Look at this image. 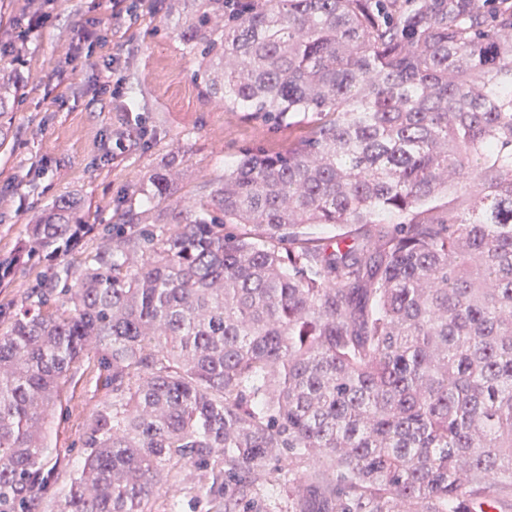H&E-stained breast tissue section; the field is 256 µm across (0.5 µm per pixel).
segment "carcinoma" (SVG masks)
<instances>
[{
  "label": "carcinoma",
  "instance_id": "cac0c4a2",
  "mask_svg": "<svg viewBox=\"0 0 512 512\" xmlns=\"http://www.w3.org/2000/svg\"><path fill=\"white\" fill-rule=\"evenodd\" d=\"M189 2L201 93L312 126L185 208L152 173L154 218L127 210L12 316L0 512H41L47 428L92 349L112 402L66 512H145L181 464L216 512H264L275 486L288 512H512V0ZM22 82L0 75V112ZM80 212L41 211L0 270L74 246Z\"/></svg>",
  "mask_w": 512,
  "mask_h": 512
}]
</instances>
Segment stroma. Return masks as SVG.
I'll list each match as a JSON object with an SVG mask.
<instances>
[{
  "label": "stroma",
  "mask_w": 512,
  "mask_h": 512,
  "mask_svg": "<svg viewBox=\"0 0 512 512\" xmlns=\"http://www.w3.org/2000/svg\"><path fill=\"white\" fill-rule=\"evenodd\" d=\"M24 5L0 0V68L24 76L17 104L0 115V257L15 254L33 214L62 197L80 200L93 230L67 256L43 254L0 278V331L32 303L36 288L93 252L126 208H148L139 189L168 160L180 165L175 198L184 204L215 189L243 148L283 152L308 130L300 116L273 127L203 97L193 81L197 58L177 35L181 19L155 9L152 0L118 30L111 0H47L48 22L33 30L17 58L8 47L25 25ZM92 24L102 41L90 47L78 36ZM117 47L124 51L123 95L115 99L100 88L112 83ZM120 135L128 147L116 155L112 141ZM98 374L96 356L88 354L63 394V414L54 421L44 460V512H63L83 461V427L112 399ZM173 503L179 512H213L199 472L189 467L171 469L146 510L167 512Z\"/></svg>",
  "instance_id": "35a3bbf8"
}]
</instances>
